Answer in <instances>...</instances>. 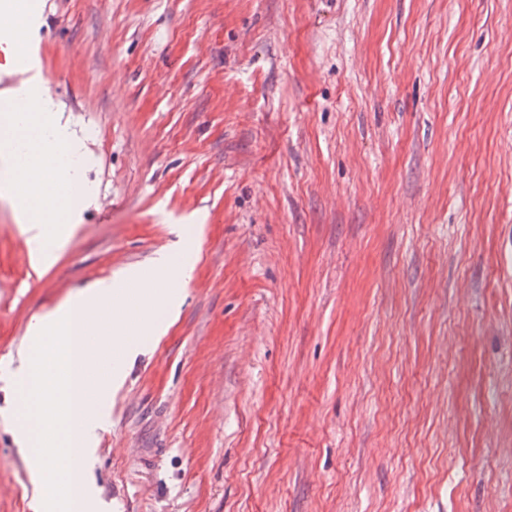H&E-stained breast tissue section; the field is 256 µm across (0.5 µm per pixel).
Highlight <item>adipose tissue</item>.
Returning <instances> with one entry per match:
<instances>
[{
	"label": "adipose tissue",
	"mask_w": 512,
	"mask_h": 512,
	"mask_svg": "<svg viewBox=\"0 0 512 512\" xmlns=\"http://www.w3.org/2000/svg\"><path fill=\"white\" fill-rule=\"evenodd\" d=\"M42 24L27 0H0V51L7 58L0 74L15 78L0 88L9 106L0 114V197L14 205L29 241L37 243L31 254L37 270L57 260L69 226L81 222L90 200L76 164L84 140L53 99L32 42ZM30 103L37 113L27 111Z\"/></svg>",
	"instance_id": "obj_1"
}]
</instances>
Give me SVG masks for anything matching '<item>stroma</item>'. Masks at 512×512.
<instances>
[{
	"instance_id": "1",
	"label": "stroma",
	"mask_w": 512,
	"mask_h": 512,
	"mask_svg": "<svg viewBox=\"0 0 512 512\" xmlns=\"http://www.w3.org/2000/svg\"><path fill=\"white\" fill-rule=\"evenodd\" d=\"M94 196L38 273L0 199V360L174 249L111 512H512V0H40ZM0 512H34L0 420Z\"/></svg>"
}]
</instances>
